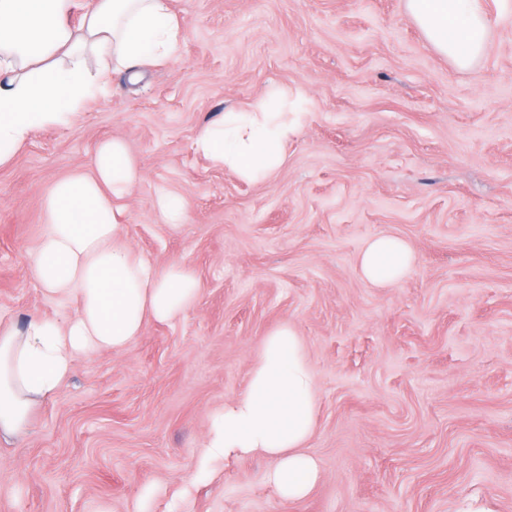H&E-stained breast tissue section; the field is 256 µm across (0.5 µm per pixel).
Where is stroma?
Segmentation results:
<instances>
[{"label":"stroma","instance_id":"obj_1","mask_svg":"<svg viewBox=\"0 0 512 512\" xmlns=\"http://www.w3.org/2000/svg\"><path fill=\"white\" fill-rule=\"evenodd\" d=\"M483 58L451 65L406 0H173L177 55L109 87L0 168V321L64 313L28 255L54 181L124 139L141 173L124 236L181 260L198 305L78 361L28 431L0 436V512H512V0H482ZM272 88L309 118L283 166L250 183L194 149L200 129ZM182 197L177 228L157 214ZM415 262L363 280L368 240ZM290 322L320 405V479L289 502L263 459L203 463L211 414L246 388ZM415 256L400 238L380 236L369 240L358 256L360 276L376 288H384L400 280L411 268Z\"/></svg>","mask_w":512,"mask_h":512}]
</instances>
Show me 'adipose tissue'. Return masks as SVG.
Wrapping results in <instances>:
<instances>
[{
	"label": "adipose tissue",
	"mask_w": 512,
	"mask_h": 512,
	"mask_svg": "<svg viewBox=\"0 0 512 512\" xmlns=\"http://www.w3.org/2000/svg\"><path fill=\"white\" fill-rule=\"evenodd\" d=\"M406 7L457 68L483 55L489 30L480 0H406ZM181 38L172 0H0V166L36 129L70 123L114 71L171 60ZM307 116L303 94L272 89L204 126L195 148L243 180L265 182ZM138 178L125 143L109 139L96 148L90 173L66 175L47 191L29 273L73 311L0 326V436L26 432L34 409L59 391L80 358L123 351L149 321H175L198 303L202 284L190 266L157 264L124 240L116 202ZM414 261L405 241L380 236L365 244L357 268L384 288ZM318 404L303 340L282 323L263 339L246 390L213 415L205 453L263 456L282 498H304L319 479L305 451Z\"/></svg>",
	"instance_id": "adipose-tissue-1"
}]
</instances>
